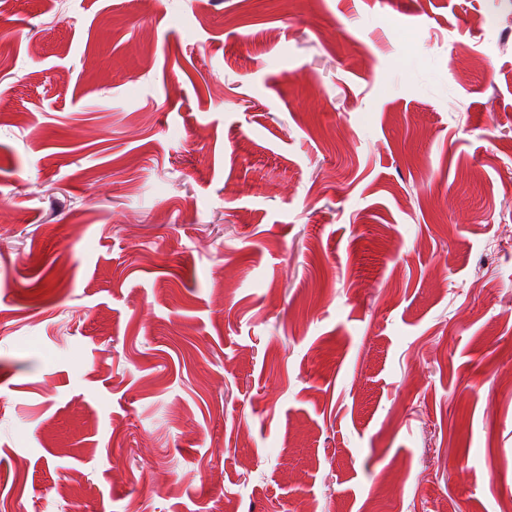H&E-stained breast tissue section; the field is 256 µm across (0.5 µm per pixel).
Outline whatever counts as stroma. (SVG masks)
Segmentation results:
<instances>
[{
  "instance_id": "35a3bbf8",
  "label": "stroma",
  "mask_w": 512,
  "mask_h": 512,
  "mask_svg": "<svg viewBox=\"0 0 512 512\" xmlns=\"http://www.w3.org/2000/svg\"><path fill=\"white\" fill-rule=\"evenodd\" d=\"M12 512H502L512 0H11Z\"/></svg>"
}]
</instances>
